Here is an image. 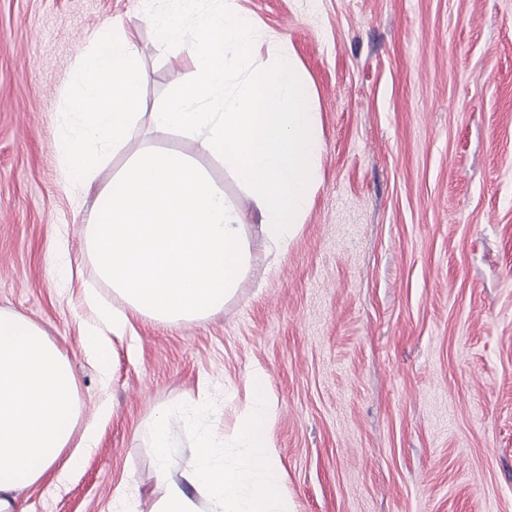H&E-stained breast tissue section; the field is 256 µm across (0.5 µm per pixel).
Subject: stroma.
<instances>
[{"mask_svg": "<svg viewBox=\"0 0 512 512\" xmlns=\"http://www.w3.org/2000/svg\"><path fill=\"white\" fill-rule=\"evenodd\" d=\"M251 19V66L292 54L313 82L324 149L303 227L278 263L256 253L222 311L168 325L136 316L109 337L91 300L121 307L88 255L95 198L62 180L57 135L95 35L122 22L140 48L147 108L189 80L156 49L142 0H0V310L67 355L81 424L100 441L20 492L22 512H135L163 494L148 429L208 380L232 435L260 365L294 512H512V0H228ZM195 157L140 123L130 142ZM65 248L72 278L49 256ZM98 420V419H97ZM182 452L197 432L173 422Z\"/></svg>", "mask_w": 512, "mask_h": 512, "instance_id": "1", "label": "stroma"}]
</instances>
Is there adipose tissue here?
Segmentation results:
<instances>
[{
  "instance_id": "obj_1",
  "label": "adipose tissue",
  "mask_w": 512,
  "mask_h": 512,
  "mask_svg": "<svg viewBox=\"0 0 512 512\" xmlns=\"http://www.w3.org/2000/svg\"><path fill=\"white\" fill-rule=\"evenodd\" d=\"M99 48L76 73L79 107L60 126L57 151L67 186L91 192L114 154L127 147L142 118L144 74L130 34L102 33ZM249 396L233 433L234 455L219 432L201 434L180 460L172 419L195 427L209 417L205 398L158 413L150 426L156 479L163 488L155 512H198L192 491L205 493L214 512H292L274 445L277 402L261 366L247 373ZM81 403L67 356L34 322L0 312V512H13L20 491L40 481L71 447ZM80 447L98 444L88 426ZM179 478H172L173 468Z\"/></svg>"
}]
</instances>
